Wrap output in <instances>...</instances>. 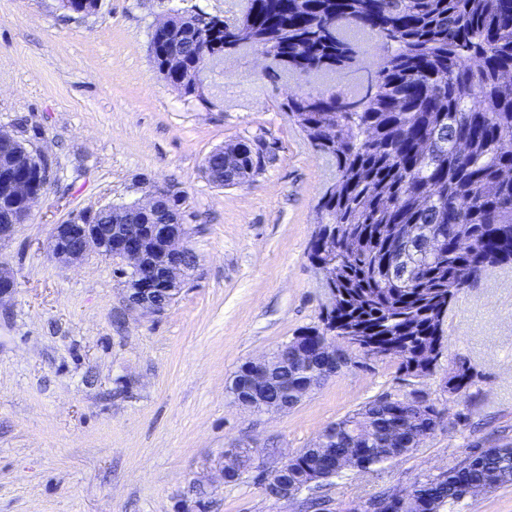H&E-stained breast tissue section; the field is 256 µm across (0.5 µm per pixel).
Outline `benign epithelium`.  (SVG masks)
Listing matches in <instances>:
<instances>
[{
    "instance_id": "1",
    "label": "benign epithelium",
    "mask_w": 512,
    "mask_h": 512,
    "mask_svg": "<svg viewBox=\"0 0 512 512\" xmlns=\"http://www.w3.org/2000/svg\"><path fill=\"white\" fill-rule=\"evenodd\" d=\"M192 39L209 47L212 26L221 19L200 9H193ZM163 71L174 69L179 81L175 87L185 95L208 101L200 80L201 71L210 64L205 57L198 65L186 69L179 64L178 44L171 43V52ZM11 164L0 160V244L10 239L17 226L26 223L34 207L41 201L44 189L35 188L36 180L15 176ZM131 208L145 215H154L164 208L168 220L163 224H125L124 211ZM186 218L182 209L181 191L171 185L147 184L141 196L129 203L112 206V223L92 224L82 214L53 226L48 242L50 256L59 263L77 264L95 254L115 267L123 279L127 305L140 315L164 312L182 292L188 267L182 262L190 252L185 239ZM15 288L13 271L0 265V300L11 295ZM348 336L324 327L319 336L317 356L322 359L321 375H332L336 368L346 366L340 354L346 351ZM415 487L393 488L364 503H354L346 512H389L393 502L408 503L414 498Z\"/></svg>"
}]
</instances>
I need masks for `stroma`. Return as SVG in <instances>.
<instances>
[{
    "mask_svg": "<svg viewBox=\"0 0 512 512\" xmlns=\"http://www.w3.org/2000/svg\"><path fill=\"white\" fill-rule=\"evenodd\" d=\"M159 0H103L98 16L59 0H0V129L44 150L50 183L0 245L17 287L0 303V512H344L455 466L475 447L512 443V266L485 273L448 313L432 375L356 355L283 412H253L226 387L242 363L320 323L327 290L308 258L318 204L336 181L285 109L314 85L252 51L225 55L187 100L148 55ZM261 139L264 171L218 188L202 173L217 146ZM145 183L183 194L196 263L161 314L129 311L111 262L65 266L53 225L138 198ZM477 375L444 392L448 362ZM420 391L442 411L417 448L324 483L321 503L270 498L258 481L288 452L365 403ZM253 448L234 483L208 470L224 449Z\"/></svg>",
    "mask_w": 512,
    "mask_h": 512,
    "instance_id": "1",
    "label": "stroma"
}]
</instances>
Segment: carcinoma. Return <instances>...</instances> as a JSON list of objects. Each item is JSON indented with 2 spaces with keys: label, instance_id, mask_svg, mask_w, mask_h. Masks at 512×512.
<instances>
[{
  "label": "carcinoma",
  "instance_id": "carcinoma-1",
  "mask_svg": "<svg viewBox=\"0 0 512 512\" xmlns=\"http://www.w3.org/2000/svg\"><path fill=\"white\" fill-rule=\"evenodd\" d=\"M191 19L176 22L189 66L199 48L187 35ZM389 37L374 79L352 95L316 87L285 104L315 149L336 163V187L318 205V223L336 236L311 240L309 259L334 276L336 296L322 323L359 327L403 350L392 357L408 375L434 367L420 356L443 346L451 304L490 267L512 262V0H248L244 17L224 23L214 51L245 35L300 65L298 75L327 76L356 56L349 33ZM234 158L243 176L265 167L259 141L240 139ZM24 142L0 143L28 175L41 165L21 152ZM408 224L416 235L397 252ZM439 229L441 244L429 241ZM315 368L280 356L262 390L272 403L291 400ZM250 370L242 364L233 398ZM474 383L466 359L448 368V393L465 395ZM441 421L436 402L420 391L383 396L328 425L274 477L303 490L343 466L360 471L415 448ZM227 482L250 467V452ZM452 476L418 481L406 512H440L461 502L463 487L488 477L512 485V444L479 448L450 468Z\"/></svg>",
  "mask_w": 512,
  "mask_h": 512
}]
</instances>
